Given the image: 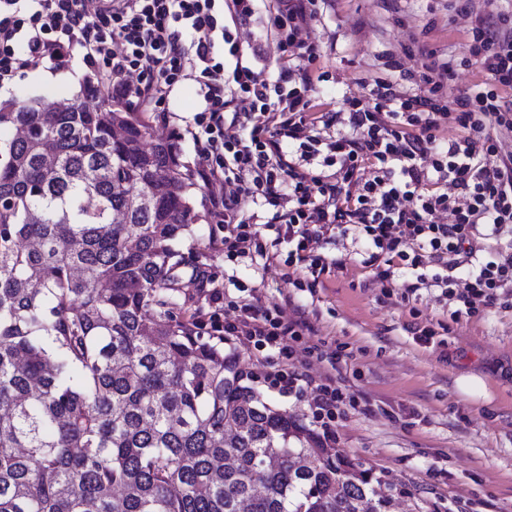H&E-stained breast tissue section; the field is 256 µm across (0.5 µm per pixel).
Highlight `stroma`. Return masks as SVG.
Returning a JSON list of instances; mask_svg holds the SVG:
<instances>
[{"instance_id":"35a3bbf8","label":"stroma","mask_w":512,"mask_h":512,"mask_svg":"<svg viewBox=\"0 0 512 512\" xmlns=\"http://www.w3.org/2000/svg\"><path fill=\"white\" fill-rule=\"evenodd\" d=\"M469 26L456 0H318L306 36L327 75L316 85L322 111L361 95L379 78L408 88L405 73H418L429 57L468 55ZM392 58L400 68L388 67ZM89 77L77 57L69 68L52 71L50 80L17 76L0 90L49 109L80 94ZM201 103L194 78L179 82L168 99L172 124H153V138L170 139L172 126L190 124ZM191 195L198 219L179 248L199 257L210 277L204 283L185 278L183 290L203 316L215 310L209 301L214 288L236 305L276 310L313 330L288 359L225 344L267 400L315 425L310 390L280 395L267 375L274 369L315 378L335 373L354 398L337 419L336 447L385 480L392 512H512V308L495 306L458 320L438 289L406 297L401 288L381 287L360 264L363 240L351 236L325 247L344 255L345 268L321 275L314 289L298 287L306 273L286 265L287 240L266 230L258 240L265 256L251 251L225 258L224 230L206 188L195 185ZM424 326L435 332L427 344L416 339ZM318 340L323 346L317 351ZM330 354L335 363L327 362Z\"/></svg>"}]
</instances>
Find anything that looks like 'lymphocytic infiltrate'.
<instances>
[{"instance_id":"lymphocytic-infiltrate-1","label":"lymphocytic infiltrate","mask_w":512,"mask_h":512,"mask_svg":"<svg viewBox=\"0 0 512 512\" xmlns=\"http://www.w3.org/2000/svg\"><path fill=\"white\" fill-rule=\"evenodd\" d=\"M257 2L97 0L90 13L83 0H0V83L47 62L63 68L78 53L97 72L90 95L103 88L154 115L193 61L203 96L193 118L197 176L223 219L226 257L245 253L266 227L287 239L288 264L316 278L345 265L317 243L352 233L365 239L373 281L409 294L440 289L458 318L512 306V154L498 137L512 132V11L476 16L469 56L425 65L414 89L378 79L367 99L320 112V54L304 37L316 0H275L265 15ZM260 23L277 31L282 52H295L297 69L271 80L259 51L244 55L233 30ZM474 64L483 81L449 95L457 70ZM450 120L463 136L441 137ZM211 327L288 358L307 325L246 304ZM345 399L332 376L315 386L327 444Z\"/></svg>"}]
</instances>
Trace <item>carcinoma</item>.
Masks as SVG:
<instances>
[{"label":"carcinoma","instance_id":"cac0c4a2","mask_svg":"<svg viewBox=\"0 0 512 512\" xmlns=\"http://www.w3.org/2000/svg\"><path fill=\"white\" fill-rule=\"evenodd\" d=\"M70 102L0 103V512H387L176 314L196 213L175 144Z\"/></svg>","mask_w":512,"mask_h":512}]
</instances>
